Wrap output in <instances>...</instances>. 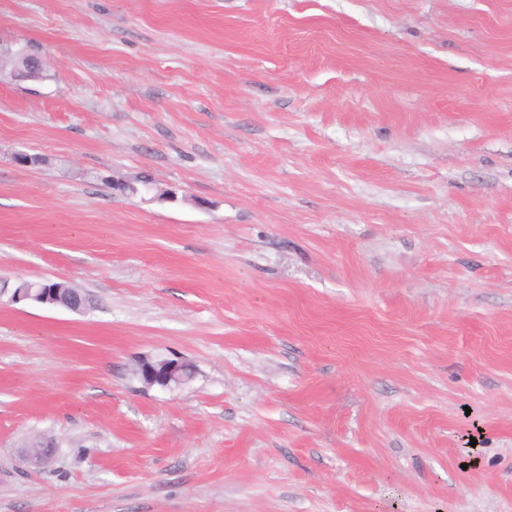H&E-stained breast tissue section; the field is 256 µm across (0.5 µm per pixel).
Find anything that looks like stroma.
I'll return each mask as SVG.
<instances>
[{"instance_id":"stroma-1","label":"stroma","mask_w":512,"mask_h":512,"mask_svg":"<svg viewBox=\"0 0 512 512\" xmlns=\"http://www.w3.org/2000/svg\"><path fill=\"white\" fill-rule=\"evenodd\" d=\"M28 45L0 277L91 306L0 295V512H512V0H0ZM12 287L10 300L13 303L35 302L42 305L58 306L63 288L41 286V281L22 280ZM186 365L177 360L150 362L143 360L138 364V373L142 381L149 386L168 387L179 383L186 375Z\"/></svg>"}]
</instances>
